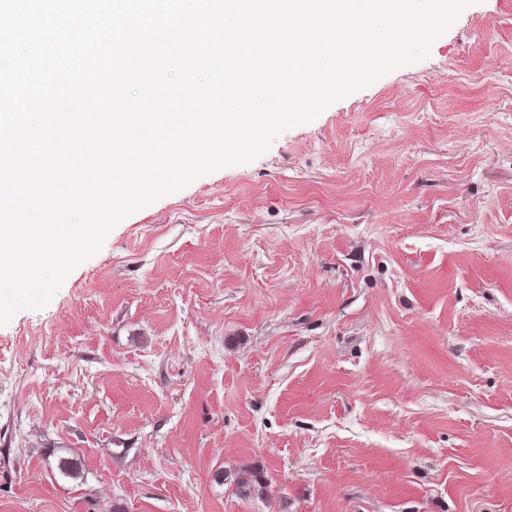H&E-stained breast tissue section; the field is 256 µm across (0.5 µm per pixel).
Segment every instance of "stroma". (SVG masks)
Returning <instances> with one entry per match:
<instances>
[{"mask_svg": "<svg viewBox=\"0 0 512 512\" xmlns=\"http://www.w3.org/2000/svg\"><path fill=\"white\" fill-rule=\"evenodd\" d=\"M116 507L512 512V0L0 326V512ZM223 482L235 488V491L244 498L262 497L266 491V484L260 473L256 470H226Z\"/></svg>", "mask_w": 512, "mask_h": 512, "instance_id": "stroma-1", "label": "stroma"}]
</instances>
